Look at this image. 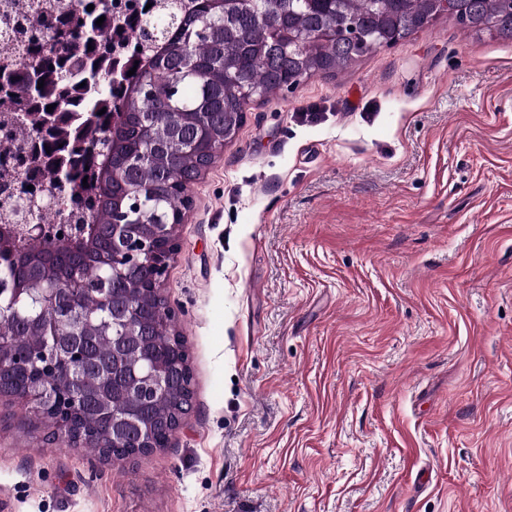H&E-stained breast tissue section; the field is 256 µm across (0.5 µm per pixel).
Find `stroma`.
<instances>
[{
	"label": "stroma",
	"instance_id": "stroma-1",
	"mask_svg": "<svg viewBox=\"0 0 512 512\" xmlns=\"http://www.w3.org/2000/svg\"><path fill=\"white\" fill-rule=\"evenodd\" d=\"M164 284L194 374L99 460L0 396V512H512V41L440 19L250 106ZM122 423L120 430L129 431L131 433V439H136L139 442L137 445L140 448H149L140 452L141 454H147L153 451L156 445L153 442V437L149 429H146L143 418L135 409H129L125 416L120 420L116 421L112 419V425L114 426V432L116 431V424Z\"/></svg>",
	"mask_w": 512,
	"mask_h": 512
}]
</instances>
